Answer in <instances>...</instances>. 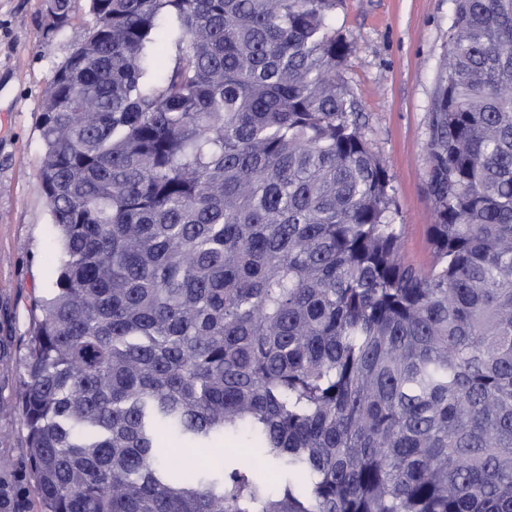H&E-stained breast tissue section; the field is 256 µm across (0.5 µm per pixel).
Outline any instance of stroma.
I'll use <instances>...</instances> for the list:
<instances>
[{
    "label": "stroma",
    "mask_w": 512,
    "mask_h": 512,
    "mask_svg": "<svg viewBox=\"0 0 512 512\" xmlns=\"http://www.w3.org/2000/svg\"><path fill=\"white\" fill-rule=\"evenodd\" d=\"M47 0H0V512H42L18 391L37 305L59 272L58 234L39 179L43 95L77 36L96 24L74 0L70 26L46 33ZM452 0H342L336 25L355 38L345 78L372 151L393 177L402 256L431 262L426 145Z\"/></svg>",
    "instance_id": "1"
}]
</instances>
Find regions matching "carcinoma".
<instances>
[{
  "label": "carcinoma",
  "mask_w": 512,
  "mask_h": 512,
  "mask_svg": "<svg viewBox=\"0 0 512 512\" xmlns=\"http://www.w3.org/2000/svg\"><path fill=\"white\" fill-rule=\"evenodd\" d=\"M340 2L89 0L40 117L44 512H512V0H453L424 269Z\"/></svg>",
  "instance_id": "1"
}]
</instances>
